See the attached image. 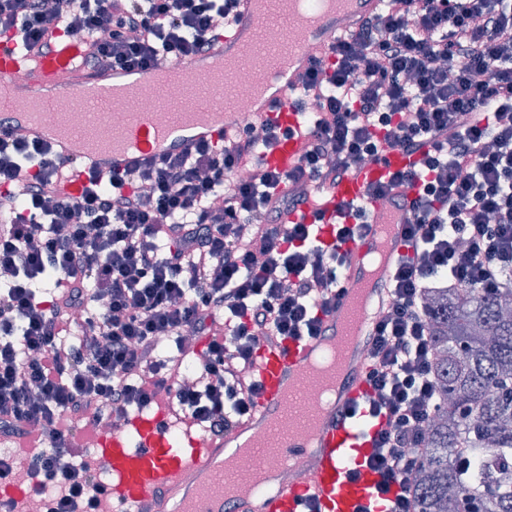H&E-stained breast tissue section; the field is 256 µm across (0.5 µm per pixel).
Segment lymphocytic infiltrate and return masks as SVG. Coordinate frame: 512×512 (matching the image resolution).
Instances as JSON below:
<instances>
[{
  "mask_svg": "<svg viewBox=\"0 0 512 512\" xmlns=\"http://www.w3.org/2000/svg\"><path fill=\"white\" fill-rule=\"evenodd\" d=\"M235 4L0 0V36L41 53L57 29L80 31L83 66L147 71L207 52ZM330 53L300 81L311 109L283 173L260 161L281 139L264 121L259 139L240 129L90 170L65 196L50 146L0 130V476L34 440L35 512H96L104 485L76 447L87 411L124 419L163 388L216 439L250 412L259 343L319 336L343 290V255L284 215L388 149L424 158L370 191L418 189L369 357L367 411L383 421L369 464L389 512H420L411 476L442 405L424 294L444 277L465 299L512 288V0H386Z\"/></svg>",
  "mask_w": 512,
  "mask_h": 512,
  "instance_id": "obj_1",
  "label": "lymphocytic infiltrate"
}]
</instances>
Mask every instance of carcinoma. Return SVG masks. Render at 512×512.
<instances>
[{
  "mask_svg": "<svg viewBox=\"0 0 512 512\" xmlns=\"http://www.w3.org/2000/svg\"><path fill=\"white\" fill-rule=\"evenodd\" d=\"M426 297L445 410L429 428L431 463L414 481L422 512H460V496L448 495L453 488L477 500L480 512H512V470L481 467L488 448L512 458V314L502 310L512 289L466 303L455 287L431 288ZM460 405L472 409V420L458 416ZM462 455L470 465L448 464Z\"/></svg>",
  "mask_w": 512,
  "mask_h": 512,
  "instance_id": "carcinoma-1",
  "label": "carcinoma"
}]
</instances>
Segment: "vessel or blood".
I'll return each mask as SVG.
<instances>
[{"instance_id": "obj_1", "label": "vessel or blood", "mask_w": 512, "mask_h": 512, "mask_svg": "<svg viewBox=\"0 0 512 512\" xmlns=\"http://www.w3.org/2000/svg\"><path fill=\"white\" fill-rule=\"evenodd\" d=\"M382 5L383 0H331L321 26L291 27L283 47L286 68L281 83L255 96L252 105L256 121L269 120L288 131L287 139L261 154L265 167L285 172L297 161L298 135L306 115L293 96L314 62L330 61L328 34L355 30ZM265 22L259 0H237L233 25L223 38L205 56L176 66L177 71L195 76L194 82L180 87L189 108L174 115L131 112L111 123L106 120L110 108L126 106L140 92L150 90L151 73L105 67L86 73L76 83L71 75L86 53L84 42L61 34L48 51L35 55L21 52L11 38L2 36L0 127H22L29 138L50 144L56 156L67 160L70 168L64 191L70 195L82 189L91 167L124 171L155 155L177 153L202 141H223L237 127L232 105L239 84L233 74H219L216 67L234 56ZM76 97L88 99L92 107L81 122L68 110ZM212 98L223 99L224 111L209 110ZM421 159V154L393 149L330 189L317 238L325 247L337 248L345 259L344 293L335 312L323 316L320 336L260 344L253 364L259 396L248 417L223 439L188 430L176 433L161 399L149 412L129 415L110 436L97 439L99 461L109 475L106 488L112 512H198L203 500L220 502L222 512H306L310 507L316 512H384L380 476L368 465L380 423L366 411L371 392L367 361L376 315L388 300L390 271L404 252V205L415 190L398 187L388 201L369 197L367 190L388 181L391 173L413 168ZM351 201L366 203L369 225L355 239L341 243L332 219L339 203ZM363 283L373 292L374 313L361 327V343L336 404L314 433V467L297 468L258 498L227 497L232 475L224 470L225 455L242 439L254 436L269 418L279 417L280 422L266 444L255 449L253 461L266 467L283 454L304 455L297 432L314 410L296 399L284 401V391L297 382L324 341L336 336L340 313L347 311L354 288Z\"/></svg>"}]
</instances>
